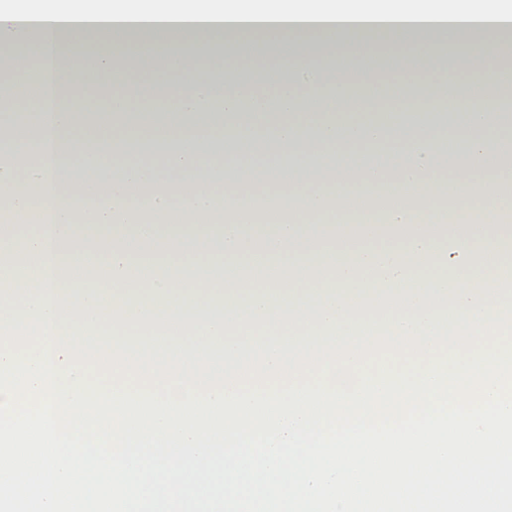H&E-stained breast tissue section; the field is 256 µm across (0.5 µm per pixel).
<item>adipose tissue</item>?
Listing matches in <instances>:
<instances>
[{
	"label": "adipose tissue",
	"mask_w": 512,
	"mask_h": 512,
	"mask_svg": "<svg viewBox=\"0 0 512 512\" xmlns=\"http://www.w3.org/2000/svg\"><path fill=\"white\" fill-rule=\"evenodd\" d=\"M409 22L368 18L348 0V21L320 16H158L121 23L96 43L91 78L112 85L97 98L68 80L45 31L65 44L83 27L64 21L58 0H40L38 25L0 15V112L25 114L37 134L29 192L16 223L0 227L11 255L0 262V327L11 299L27 318L55 327H230L357 322L452 311L512 310L504 244L512 197L469 180L473 161L512 142L498 112L512 98L502 75L512 60V22L454 18L433 32L427 0ZM194 44L193 69L154 66L169 50V24ZM290 41L303 67L260 63L259 47ZM142 45L123 68L120 45ZM43 80L44 106L22 84ZM467 98L463 112L449 95ZM97 149L105 173L84 177L76 160ZM336 161V177L310 164ZM163 182L143 199L132 191ZM447 192L458 207L440 212ZM287 206L256 214L254 196ZM469 249L447 245L448 234ZM133 240L130 248L111 239ZM102 242L90 252L87 239ZM106 270L104 285L70 288L63 265Z\"/></svg>",
	"instance_id": "1"
}]
</instances>
